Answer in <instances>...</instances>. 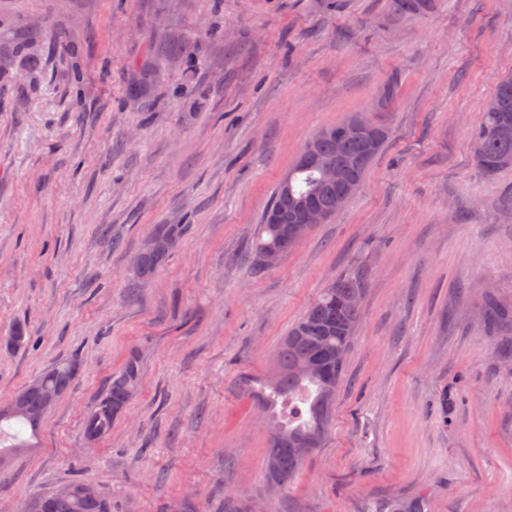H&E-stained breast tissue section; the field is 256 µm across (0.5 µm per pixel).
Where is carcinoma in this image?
Returning a JSON list of instances; mask_svg holds the SVG:
<instances>
[{"instance_id": "1", "label": "carcinoma", "mask_w": 512, "mask_h": 512, "mask_svg": "<svg viewBox=\"0 0 512 512\" xmlns=\"http://www.w3.org/2000/svg\"><path fill=\"white\" fill-rule=\"evenodd\" d=\"M393 11L412 16H424L435 6V0H390ZM364 115L354 114L346 120L321 129L311 139L314 146L312 159L288 170L291 197L283 194V184H278L267 208L261 215L259 230L251 245V255L256 268H264L263 256L268 250L279 249L289 253L288 243L290 198L304 199L328 216L336 214L333 201L336 186L323 181L320 170L327 163L348 166L357 183H363L372 163L379 156L389 138V130L377 123L380 130L372 150L366 151L355 132L356 124ZM471 141L480 151L474 153L478 167L488 176L500 169L512 167V73L504 75L494 93L485 103L483 118L472 131ZM279 223L270 222L271 215ZM185 231L183 224H160L154 234L178 242ZM169 254L141 251L135 261L139 279L145 281L166 261ZM365 293L362 273L354 272L330 282L305 314L288 330L277 356L276 372L268 381L270 393L264 404L269 414L270 431L284 437L308 438L317 436V447H322L332 421V406L342 381L345 361H336L331 351L337 347L350 348L362 319V306L345 307L342 300L349 294L360 297ZM306 362H315L323 373L314 376L300 371ZM80 365L75 359L56 361L39 375L50 389L64 395L74 383ZM142 379L140 356L133 352L123 368L112 375L107 388L94 402L84 417L83 433L94 431L104 440L112 433V425L126 412L138 395ZM281 410H276V405ZM43 405V396L28 388L20 390L7 404L0 406V425L7 422L24 425L36 437L39 427L31 424V416ZM305 457L297 454L291 443L269 438L267 464L274 466L282 488L293 483ZM36 499L46 503V512H100V506L84 501L78 495L51 493L37 494L24 503L22 512ZM424 499L397 498L389 502L387 512H425Z\"/></svg>"}]
</instances>
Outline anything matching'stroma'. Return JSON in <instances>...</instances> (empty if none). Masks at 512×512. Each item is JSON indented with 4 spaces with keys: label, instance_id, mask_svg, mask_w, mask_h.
Returning a JSON list of instances; mask_svg holds the SVG:
<instances>
[{
    "label": "stroma",
    "instance_id": "35a3bbf8",
    "mask_svg": "<svg viewBox=\"0 0 512 512\" xmlns=\"http://www.w3.org/2000/svg\"><path fill=\"white\" fill-rule=\"evenodd\" d=\"M60 32L76 56L59 55ZM33 40V55L21 39ZM512 73V0H0V404L62 358L81 371L0 512L81 476L112 512H512V168L470 132ZM393 97L378 100L384 88ZM390 131L357 194L274 268L251 241L322 127ZM186 231L154 277L136 256ZM366 277L329 436L270 490L257 399L322 288ZM140 392L90 447L83 419L130 353ZM390 5L399 14L424 16L434 9L435 0H390ZM184 231L185 225L182 224H160L156 227L153 235H151L146 241L145 249L152 252H166L172 248L171 241L174 242V244L178 243ZM145 249L138 254L135 261L136 275L142 281L151 278L155 271L172 253L171 251L166 254H156L148 252Z\"/></svg>",
    "mask_w": 512,
    "mask_h": 512
}]
</instances>
